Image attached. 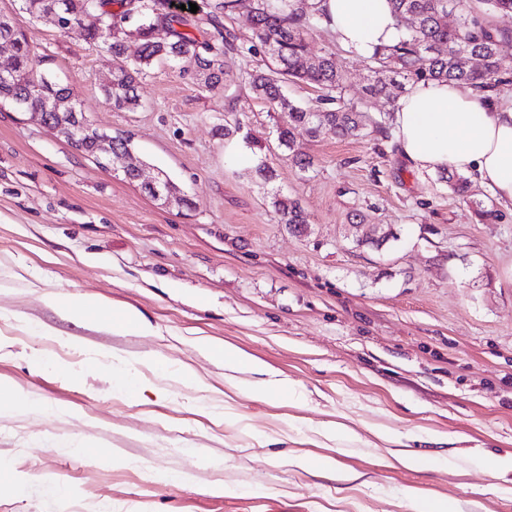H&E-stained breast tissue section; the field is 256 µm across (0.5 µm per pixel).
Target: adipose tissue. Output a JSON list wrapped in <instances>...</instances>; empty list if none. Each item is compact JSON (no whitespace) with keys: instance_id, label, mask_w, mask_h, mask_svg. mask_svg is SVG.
<instances>
[{"instance_id":"obj_1","label":"adipose tissue","mask_w":512,"mask_h":512,"mask_svg":"<svg viewBox=\"0 0 512 512\" xmlns=\"http://www.w3.org/2000/svg\"><path fill=\"white\" fill-rule=\"evenodd\" d=\"M337 42L358 57L397 42L400 31L388 0H316ZM393 136L404 157L427 171L475 175L501 202L512 203V106L485 102L454 82H419L397 101ZM67 313L140 334L152 324L134 309L118 312L97 299L59 297Z\"/></svg>"}]
</instances>
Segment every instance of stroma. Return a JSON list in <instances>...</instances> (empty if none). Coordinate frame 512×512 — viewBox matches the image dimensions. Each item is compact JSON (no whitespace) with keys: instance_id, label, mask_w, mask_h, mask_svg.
<instances>
[{"instance_id":"stroma-1","label":"stroma","mask_w":512,"mask_h":512,"mask_svg":"<svg viewBox=\"0 0 512 512\" xmlns=\"http://www.w3.org/2000/svg\"><path fill=\"white\" fill-rule=\"evenodd\" d=\"M1 14L91 122L131 135L146 175H168L190 203L151 199L0 107V465L15 475L0 479V512H414L416 496L512 512V469L475 464L512 457L511 204L482 223L391 137L297 129L313 161L299 170L240 80L258 57L227 58L214 91L155 64L141 107L112 111L108 54L17 0H0ZM309 48L342 60L346 100L385 115L363 94L364 61L329 29ZM261 160L273 180L256 176ZM276 192L305 210V233L279 223ZM68 294L136 308L155 332L63 314L50 298ZM205 340L245 351L292 392L253 394L259 375ZM116 366L144 391H120ZM409 453L432 466L404 467ZM324 457L333 470L315 467Z\"/></svg>"}]
</instances>
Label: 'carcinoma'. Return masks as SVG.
Masks as SVG:
<instances>
[{
	"instance_id": "cac0c4a2",
	"label": "carcinoma",
	"mask_w": 512,
	"mask_h": 512,
	"mask_svg": "<svg viewBox=\"0 0 512 512\" xmlns=\"http://www.w3.org/2000/svg\"><path fill=\"white\" fill-rule=\"evenodd\" d=\"M20 9L33 19L44 16L49 4L56 5L65 21L62 31L82 30L85 38L102 48L114 64L111 83L103 89L114 111L130 112L140 106L139 84L154 63L167 61L190 74L200 84L215 90L224 87L222 58L230 55L263 54V69L245 70L241 80L249 84L269 109L280 115L276 126L278 146L288 150L295 167L306 170L309 158L294 150V130L306 129L317 138L324 131L338 139L364 135L366 117L344 99L343 66L333 53L312 56L309 39L324 15L313 0H208L203 20L210 27L202 40L184 30L187 19L169 11V0H95L93 8L104 15L99 25L86 26V0H19ZM402 34L393 45L382 47L366 59L369 75L365 94L395 102L397 93L419 81H453L476 89L483 97L497 94L500 77L499 44L512 32L490 23L495 15H512V0H389ZM245 8L251 15L252 34L243 39L232 25V15ZM456 21L448 23V14ZM139 40L138 54L126 56V42ZM0 42L14 48V61L7 77H0V104L28 100L26 111L49 112L52 121L71 140L78 111L73 88L53 81L40 70L43 59L26 35L0 17ZM305 83L318 90L314 105H299L282 93V84ZM112 159L124 161V178L139 181L141 163L133 161L131 139L112 137ZM449 186L467 195L470 179L448 171ZM481 220L494 224L501 214L491 204L471 201ZM280 223L300 233L308 216L295 200L276 197L272 201Z\"/></svg>"
}]
</instances>
